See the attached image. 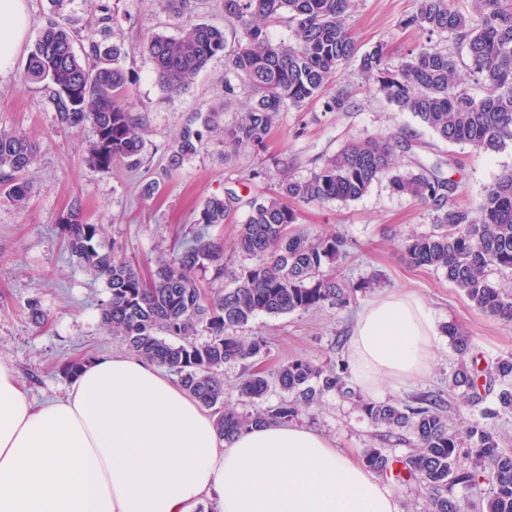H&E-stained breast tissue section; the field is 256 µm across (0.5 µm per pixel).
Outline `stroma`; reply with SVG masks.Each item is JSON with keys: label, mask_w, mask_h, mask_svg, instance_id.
<instances>
[{"label": "stroma", "mask_w": 512, "mask_h": 512, "mask_svg": "<svg viewBox=\"0 0 512 512\" xmlns=\"http://www.w3.org/2000/svg\"><path fill=\"white\" fill-rule=\"evenodd\" d=\"M29 26L13 68L0 74V129L26 134L35 143L28 174V199L18 206L0 197V360L14 368L36 401L63 396L70 384L62 366L70 360L103 353H124L123 336L101 321L108 299L105 284L86 271L66 248L60 219L78 208L83 219L99 225L98 243L115 250L142 275H150L156 257L177 246L188 232L193 213L208 197L232 189L240 197L233 223L214 228L223 237L230 265L242 262L234 252L238 223L244 222L253 200L270 195L280 178V163L289 174L304 179L346 142L369 137H394L413 131L412 149L399 154L398 170H415L418 163L455 159L454 179L460 180L468 202L479 201L486 189L512 171V146L484 154L466 145L435 137L411 113L399 110L365 86L357 62L336 72L326 95L352 91L344 112L326 111L323 101L302 109L284 108L265 150L245 146L225 153L210 141L179 168H169L167 149L187 119L218 105L224 95V58L216 56L195 80L180 92L163 94L147 52L133 44L160 33L177 35L187 22L225 27L220 0H195L192 12L177 14L152 8L149 0H25ZM416 10V0H356L351 26L361 52L384 46L392 61L426 33L404 26ZM64 20L76 47L108 36L127 49L125 68L134 79L136 107L143 118L145 163L139 169L115 166L102 170L88 162L95 140L93 127H66L41 85L24 81L22 72L41 30L52 20ZM156 180L158 191L144 197V182ZM298 227L310 235L337 234L348 242V255L336 273L358 290L346 306L281 315L261 314L248 334L266 339L267 350L253 364L224 367V398L238 400L237 386L249 366L275 375L293 359L319 364L348 363V343L356 317L371 300L391 292H406L424 301L437 321L439 334L429 372L397 390H384L383 400L411 402L423 395L445 401L450 427L478 421L497 433L500 445L512 452V414L491 417L497 407L500 383L478 386V400L468 401L452 387L462 360L475 362L489 374L499 357L512 354V322L478 311L444 270L412 267L403 242L413 234L434 229L431 203L393 191L388 178L375 181L359 199L329 201L299 208ZM38 303L48 320L35 326L29 303ZM457 324L470 338L467 355L457 353L444 332ZM299 424L331 438L338 448L362 454L375 446L394 460H405L416 448L409 431L389 433L372 424L356 406L354 397L325 394L320 403L302 410Z\"/></svg>", "instance_id": "1"}]
</instances>
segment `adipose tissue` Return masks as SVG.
I'll return each instance as SVG.
<instances>
[{
    "label": "adipose tissue",
    "instance_id": "adipose-tissue-1",
    "mask_svg": "<svg viewBox=\"0 0 512 512\" xmlns=\"http://www.w3.org/2000/svg\"><path fill=\"white\" fill-rule=\"evenodd\" d=\"M28 27L0 0V73ZM438 336L420 299L380 297L359 314L349 360L360 387L425 375ZM397 512L393 490L325 436L267 423L232 441L163 368L106 353L63 397L33 403L0 361V512Z\"/></svg>",
    "mask_w": 512,
    "mask_h": 512
}]
</instances>
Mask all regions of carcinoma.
<instances>
[{
	"label": "carcinoma",
	"instance_id": "carcinoma-1",
	"mask_svg": "<svg viewBox=\"0 0 512 512\" xmlns=\"http://www.w3.org/2000/svg\"><path fill=\"white\" fill-rule=\"evenodd\" d=\"M417 0L404 25L429 34H448L457 47L450 53L427 39L409 49L397 66L389 64L381 46L359 56L348 19L355 0H223L224 19L233 33L208 23L184 26L179 35H154L144 46L155 66L160 90L168 95L188 85L211 58L224 55V100L193 115L169 147V164L180 167L213 136L224 150L242 145L265 146L285 107L300 108L320 97L337 69L360 57L365 80L389 103L413 115L440 139L464 144L479 153L512 145V0ZM287 19L296 42H275L266 25ZM121 47L93 43L76 54L73 37L51 21L31 51L23 79L44 84L61 123H91L96 139L90 164L108 170L143 163L146 144L143 119L131 101L132 78L122 64ZM487 90L478 96L466 87L460 71ZM250 103L231 126L223 111L238 104L242 92ZM414 135L350 143L326 158L305 179L284 178L269 197L255 201L240 225L237 250L248 264L237 270L224 261V242L210 228L230 221L239 196L229 190L211 196L198 208V225L180 250L161 255L150 278H144L115 252L95 244L96 224L72 211L64 235L72 256L103 281L109 298L103 324L124 336L136 355L166 368L190 397L212 411L220 438L231 441L243 430L268 420H294L324 394L346 390L344 369L296 359L283 364L276 381L288 397L274 406L239 412L224 402V365L261 354L266 340L241 334L259 314L309 312L326 303L345 306L354 289L324 268L346 256L347 242L336 235L311 237L297 231L298 205L356 200L384 176L398 193L432 203L438 229L413 235L405 258L414 267L445 270L448 281L464 292L481 312L512 322V287L493 283L486 270L512 271V173L500 177L475 204L459 203V182L443 176L437 164H420L416 173H393L397 155L411 149ZM34 143L24 134L0 129V190L16 204L28 194L26 175ZM212 284L230 280L231 287L206 293L198 273ZM450 344L465 355L470 338L450 324ZM471 396L477 375L467 365L452 380ZM269 389L265 373L249 372L238 387L241 398L254 401ZM364 415L390 432L407 429L417 441L403 462L407 478L429 493L428 512H465L452 488L476 491L488 481L492 492L479 494L476 512H512V452L500 447L494 431L473 422L462 431L448 425L444 402L425 395L412 404L360 401ZM467 441L468 464L459 462L461 441ZM362 461L381 476L392 461L380 448L365 449Z\"/></svg>",
	"mask_w": 512,
	"mask_h": 512
}]
</instances>
